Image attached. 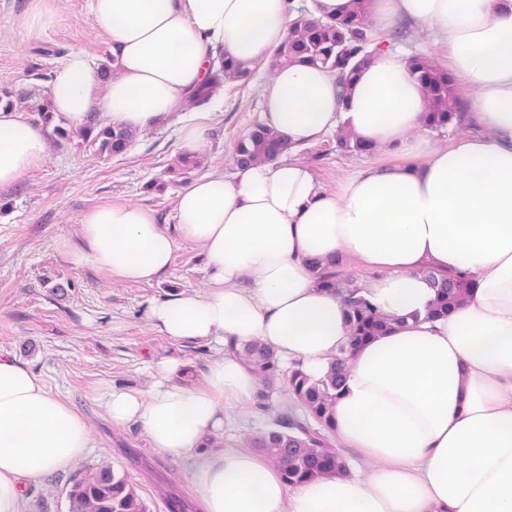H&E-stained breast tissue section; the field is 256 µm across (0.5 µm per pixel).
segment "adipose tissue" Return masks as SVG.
<instances>
[{
	"label": "adipose tissue",
	"instance_id": "ef3b65f1",
	"mask_svg": "<svg viewBox=\"0 0 512 512\" xmlns=\"http://www.w3.org/2000/svg\"><path fill=\"white\" fill-rule=\"evenodd\" d=\"M294 6L91 0L118 70L100 83L90 54L71 53L50 83L52 107L77 127L100 112L150 128L183 109L219 57L268 66ZM366 21L374 31L428 26L465 88L475 134L435 142L397 51L377 54L345 91L321 67H279L262 89L263 120L291 159L190 181L174 199L175 236L145 208L98 206L70 252L75 265L143 283L169 269L176 236L202 245L207 290L154 301L146 316L173 339L222 347L203 385L182 382L181 362L168 359L146 394L111 390L99 401L181 460L205 512H512V0H370ZM341 127L396 163L321 187L293 154ZM49 151L39 125L0 109V188ZM327 262L373 271L363 293L396 326L345 364L332 434L355 452L356 470L292 487L251 449L204 447L223 432L225 405L252 406L261 388L240 347L258 341L311 377L328 371L347 320L317 283ZM430 268L471 282L448 315H427ZM91 445L87 420L0 354V512H20L25 480L71 468Z\"/></svg>",
	"mask_w": 512,
	"mask_h": 512
}]
</instances>
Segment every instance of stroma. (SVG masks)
<instances>
[{"instance_id": "1", "label": "stroma", "mask_w": 512, "mask_h": 512, "mask_svg": "<svg viewBox=\"0 0 512 512\" xmlns=\"http://www.w3.org/2000/svg\"><path fill=\"white\" fill-rule=\"evenodd\" d=\"M34 0H0V90L23 96L17 111L38 122L36 108L49 102L55 71L75 51L97 63L112 54V38L91 10V0H53L52 21L29 29ZM268 72L252 71L248 83H230L221 99L175 112L138 132L121 154H102L74 137L53 142L46 161L0 189V353L15 357L39 376L51 396L69 404L91 425L93 446L73 469L27 480L22 512H69L67 488L76 473L102 464L127 474L149 512L198 497L182 464L152 448L135 421L112 422L99 405L108 389L148 392L153 365L163 359L185 363V384L199 386L219 352L206 340L178 341L145 318L155 300L204 292L209 286L202 247L177 237L169 269L148 283L111 278L91 265L77 266L71 248L79 224L106 203L140 206L158 223L174 229L176 192L190 180L222 167L232 178L235 146L262 120V86ZM206 127L200 166L185 175L170 171L183 153L182 129ZM317 142L296 157L319 185L336 189L368 162L388 163L387 153L349 157L325 153ZM271 413L257 408L227 409L221 446L244 447L267 427Z\"/></svg>"}]
</instances>
